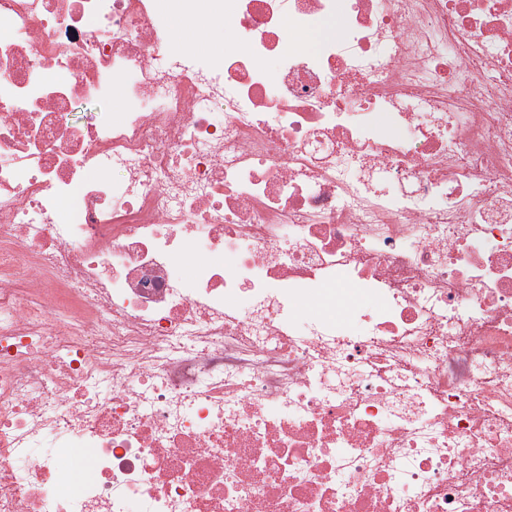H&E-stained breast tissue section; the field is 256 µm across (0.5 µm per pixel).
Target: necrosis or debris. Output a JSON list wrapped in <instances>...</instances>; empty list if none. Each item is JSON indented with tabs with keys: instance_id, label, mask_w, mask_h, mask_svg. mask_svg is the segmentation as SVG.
Masks as SVG:
<instances>
[{
	"instance_id": "obj_1",
	"label": "necrosis or debris",
	"mask_w": 512,
	"mask_h": 512,
	"mask_svg": "<svg viewBox=\"0 0 512 512\" xmlns=\"http://www.w3.org/2000/svg\"><path fill=\"white\" fill-rule=\"evenodd\" d=\"M348 3L0 0V512H512V0Z\"/></svg>"
}]
</instances>
